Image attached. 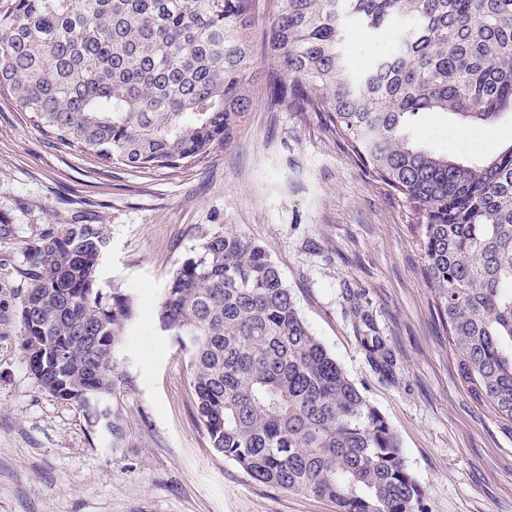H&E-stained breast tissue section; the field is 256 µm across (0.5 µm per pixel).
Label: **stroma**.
I'll return each instance as SVG.
<instances>
[{
    "mask_svg": "<svg viewBox=\"0 0 512 512\" xmlns=\"http://www.w3.org/2000/svg\"><path fill=\"white\" fill-rule=\"evenodd\" d=\"M280 63L257 50L260 78L230 143L175 169L60 146L0 104V222L16 228L0 240V512H336L252 480L211 448L186 361L160 328L173 271L227 225L268 248L311 331L395 430L426 512H512V435L460 381L409 205L360 167L323 114L268 110L263 76ZM409 135L468 161L484 155L481 139L512 142V112L471 128L432 112ZM51 224L102 225L98 285L138 302L116 355L117 448L25 361V247ZM375 337L388 368L369 356Z\"/></svg>",
    "mask_w": 512,
    "mask_h": 512,
    "instance_id": "obj_1",
    "label": "stroma"
}]
</instances>
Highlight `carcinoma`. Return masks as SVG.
Wrapping results in <instances>:
<instances>
[{"label":"carcinoma","mask_w":512,"mask_h":512,"mask_svg":"<svg viewBox=\"0 0 512 512\" xmlns=\"http://www.w3.org/2000/svg\"><path fill=\"white\" fill-rule=\"evenodd\" d=\"M259 0H0V96L68 148L136 169L227 145L257 78ZM263 48L272 111L325 112L401 194L461 382L512 431V145L464 164L404 130L425 112L465 126L512 110V0H277ZM399 30L365 68L355 31ZM99 224H52L27 244L18 309L29 370L111 422L114 362L135 300L98 287ZM158 321L187 359L211 447L253 480L336 512H424L399 438L315 336L266 246L204 237L168 281Z\"/></svg>","instance_id":"cac0c4a2"}]
</instances>
